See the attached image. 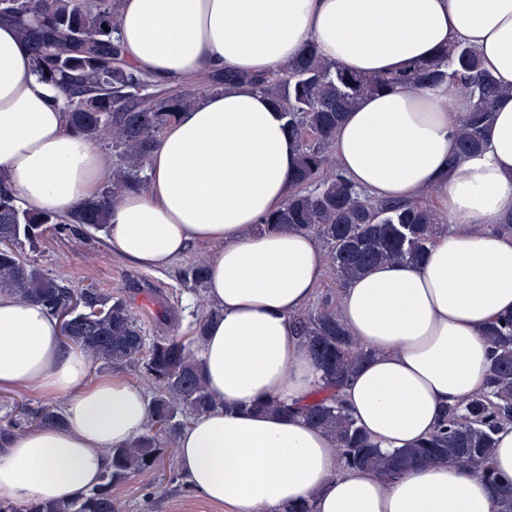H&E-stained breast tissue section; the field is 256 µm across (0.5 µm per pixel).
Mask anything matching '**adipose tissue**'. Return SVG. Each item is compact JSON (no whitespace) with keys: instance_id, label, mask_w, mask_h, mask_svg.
Returning a JSON list of instances; mask_svg holds the SVG:
<instances>
[{"instance_id":"obj_1","label":"adipose tissue","mask_w":512,"mask_h":512,"mask_svg":"<svg viewBox=\"0 0 512 512\" xmlns=\"http://www.w3.org/2000/svg\"><path fill=\"white\" fill-rule=\"evenodd\" d=\"M125 62L161 84L215 70L264 76L306 44L353 73L389 74L462 41L512 87V0H123ZM62 92L35 73L30 49L0 24V174L30 208L67 213L110 169L96 146L66 130ZM464 104L455 83L365 97L336 129L347 178L381 198L437 188L450 227L417 263H385L353 281L337 313L373 355L340 392L342 405L385 452L437 430L447 408L479 394L491 354L483 333L512 313V96L500 99L487 150L457 151ZM283 113L247 84L207 93L178 114L153 149L145 189L124 194L107 236L133 264L162 268L193 243L216 245L206 297L219 315L200 359L218 406L178 438L194 491L225 512H494L491 487L450 464L390 481L347 469L331 438L303 415L323 384L294 316L325 273L316 238L257 231L284 205L299 159ZM82 353H63L42 306L0 295V389L66 397L63 424L0 446V501L72 499L98 485L108 452L149 420L142 391L91 378Z\"/></svg>"}]
</instances>
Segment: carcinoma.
<instances>
[{
    "label": "carcinoma",
    "mask_w": 512,
    "mask_h": 512,
    "mask_svg": "<svg viewBox=\"0 0 512 512\" xmlns=\"http://www.w3.org/2000/svg\"><path fill=\"white\" fill-rule=\"evenodd\" d=\"M119 5L120 0H0V21L14 23L29 44L36 74L62 90L67 127L105 146L112 157V178L96 197L69 214L21 206L7 178L0 177V294L39 304L56 317L66 315L71 329L63 336L64 344L112 370L146 376L156 387L148 403L149 426L111 450L110 464L97 486L68 501L0 502V512H115L112 485L164 465L179 433L217 406L192 349L202 343L206 322L217 310L202 313L188 336H148L125 296L45 273L24 255L27 249L35 251L48 234L106 230L110 211L122 195L148 181L150 154L177 112L195 105L203 89L243 80L237 73L219 72L187 84H159L146 71L129 67L115 36ZM447 80L457 84L466 104L458 129L460 153L487 149L494 105L506 89L463 42L401 73L382 76L347 73L322 60L308 44L276 72L251 79L255 89L284 112L301 147L288 200L258 228H288L317 237L344 283L383 263L422 260L440 234L439 214L422 196L410 201L377 199L354 186L335 169L332 147L338 125L362 96L423 89ZM183 280L203 288L207 265L186 266ZM297 325L323 373L324 387L302 409L274 400L262 408L286 414L301 410L309 424L331 436L350 468L373 469L394 479L412 469L452 462L491 486L496 512H512V478L491 464L497 428L512 424V317L485 330L491 366L482 392L447 412L439 430L416 447L390 455L381 454L337 397L371 351L355 342L329 307L300 314ZM63 421L58 410L32 416L21 412L11 428H0V435Z\"/></svg>",
    "instance_id": "obj_1"
}]
</instances>
